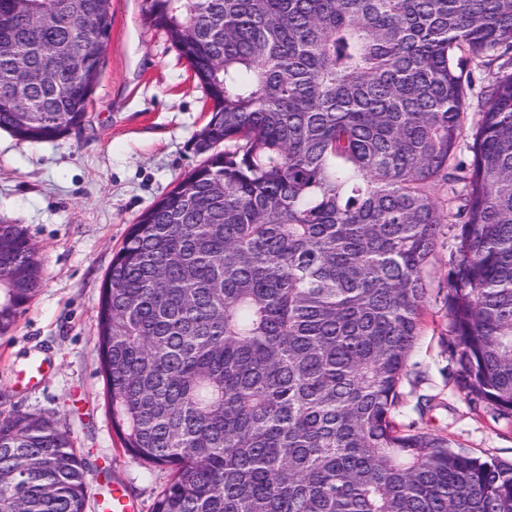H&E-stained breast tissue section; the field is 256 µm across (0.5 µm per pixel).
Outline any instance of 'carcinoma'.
I'll list each match as a JSON object with an SVG mask.
<instances>
[{
	"label": "carcinoma",
	"instance_id": "carcinoma-1",
	"mask_svg": "<svg viewBox=\"0 0 512 512\" xmlns=\"http://www.w3.org/2000/svg\"><path fill=\"white\" fill-rule=\"evenodd\" d=\"M205 90L209 153L129 225L98 308L112 429L172 471L154 512H512V461L394 411L442 227L449 348L512 422V71L468 123V66L512 61V0H149ZM111 0H0V129L81 127ZM66 59L44 81L52 48ZM471 126L470 158L461 152ZM448 191L446 202L436 187ZM41 282L0 224V335ZM49 418L0 419V512H84Z\"/></svg>",
	"mask_w": 512,
	"mask_h": 512
}]
</instances>
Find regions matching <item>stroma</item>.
Listing matches in <instances>:
<instances>
[{"mask_svg":"<svg viewBox=\"0 0 512 512\" xmlns=\"http://www.w3.org/2000/svg\"><path fill=\"white\" fill-rule=\"evenodd\" d=\"M206 95L144 0H112V29L81 129L38 144L0 130V223L24 228L42 282L0 336V419L23 412L67 425L85 461V512H100L107 480L138 512H152L168 468L132 458L112 430L100 369L97 310L104 276L129 224L201 160ZM444 230L426 269L423 325L406 368L398 422L442 434L454 447L512 460V427L474 412L455 381L448 344Z\"/></svg>","mask_w":512,"mask_h":512,"instance_id":"obj_1","label":"stroma"}]
</instances>
